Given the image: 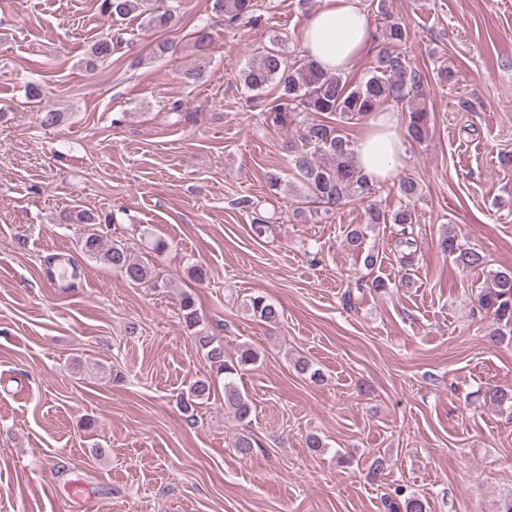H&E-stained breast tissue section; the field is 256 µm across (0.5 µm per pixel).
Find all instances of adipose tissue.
Instances as JSON below:
<instances>
[{"label": "adipose tissue", "mask_w": 512, "mask_h": 512, "mask_svg": "<svg viewBox=\"0 0 512 512\" xmlns=\"http://www.w3.org/2000/svg\"><path fill=\"white\" fill-rule=\"evenodd\" d=\"M373 41L372 21L359 0H321L301 33L308 59L324 71L342 74L360 65ZM398 127L394 110H380L356 143L357 164L373 183L394 181L404 165L406 143Z\"/></svg>", "instance_id": "ef3b65f1"}]
</instances>
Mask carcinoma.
<instances>
[{
  "label": "carcinoma",
  "instance_id": "cac0c4a2",
  "mask_svg": "<svg viewBox=\"0 0 512 512\" xmlns=\"http://www.w3.org/2000/svg\"><path fill=\"white\" fill-rule=\"evenodd\" d=\"M213 11L224 17L229 27L239 25L257 27L261 16L255 12L253 0H213ZM100 11L115 20L137 15L154 28H168L175 20L174 8L168 0H101ZM376 21L378 33L385 48L376 55L367 75L353 83L341 74L322 70L309 60L288 64L283 51L273 46L253 57L241 74L244 86L250 91H262L269 86L276 88V104L264 112L265 119L285 129L294 128L298 141L284 145L287 152L302 148L323 162H309L301 168L307 203L334 213L354 200H363L373 190V185L361 173L349 140L341 133L340 126L363 121L385 106H396L408 113L407 134L421 140L425 137L429 115L420 104L422 81L410 66L404 52L408 30L390 9L389 0H377ZM112 39L103 38L91 47L88 65L94 67L112 55ZM368 223L397 225L395 248L400 261L412 263L417 251L414 224L415 209L406 205L395 211H384L368 206ZM73 224H87L91 229L78 240L83 257L99 261L118 271L133 285L164 288L155 270L134 258L123 244L107 243L93 225L94 216L83 211L70 215ZM442 251L454 256L463 269L485 266L486 258L480 252L464 247L457 235L448 231L441 237ZM487 286L477 295V304L493 319V327L486 333L488 342L498 345L512 333V268L491 270ZM251 315L264 322L279 319L280 310L265 296L251 295L245 303ZM179 316L183 328L194 338L209 368L215 376L224 378V406L240 420L250 416L251 406L247 395L236 384V377L249 366L257 364L258 353L243 348L236 358L226 356L224 344L204 331L203 318L194 295L184 292L179 298ZM213 381L208 378L194 380L181 398L182 409L193 413L195 407L211 397ZM484 402L502 411L512 410V389L497 385L488 386L481 394ZM389 512H428V502L414 494L387 498Z\"/></svg>",
  "mask_w": 512,
  "mask_h": 512
}]
</instances>
